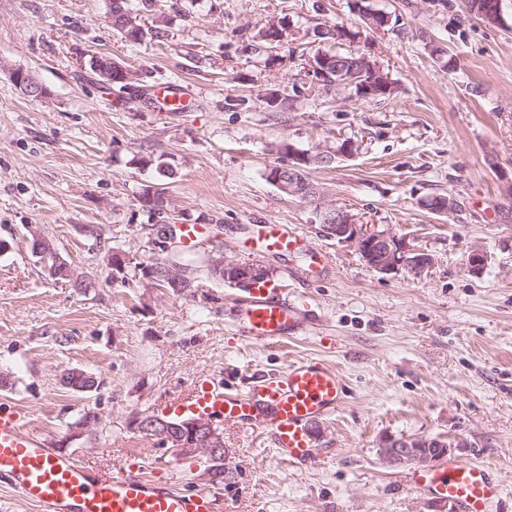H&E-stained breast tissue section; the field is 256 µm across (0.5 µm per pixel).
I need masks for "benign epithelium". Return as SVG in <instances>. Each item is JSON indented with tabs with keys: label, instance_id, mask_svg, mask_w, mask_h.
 <instances>
[{
	"label": "benign epithelium",
	"instance_id": "7a95c632",
	"mask_svg": "<svg viewBox=\"0 0 512 512\" xmlns=\"http://www.w3.org/2000/svg\"><path fill=\"white\" fill-rule=\"evenodd\" d=\"M479 17L486 23L502 26L505 18L499 0L493 3V9L482 6ZM96 82L101 87L112 90L113 73L120 74L121 82H131L129 68L111 57L101 55L89 61ZM336 81L338 87H350L358 91L361 97H373L389 91L387 83L390 79L383 69L364 55L351 67L336 65ZM10 77L15 86L26 96L40 101L49 98V92L34 74L23 68H13ZM356 152V144L347 140L341 143L334 152L297 151L288 147V155L292 163L288 165V174L277 172L270 177L274 185L283 193L298 197L305 192H314L321 196L320 191L303 179L304 166L315 162H324L326 157L335 154L349 157ZM316 213L323 225L321 229L336 243L353 249L371 270L383 274H400L402 272L423 273L434 264L432 254L424 249L408 243L406 238L398 236L393 229L378 224H359L354 216L345 208L317 201ZM467 262L474 272L482 271L488 263L487 253L479 246L471 247ZM210 266L217 272L224 273V281L234 285H248L254 281L265 280L271 271L264 265L244 263L234 258L219 255L210 259ZM189 268L174 262L165 261L153 268L151 281L163 277L177 285L188 280ZM132 427L145 437L154 440L180 458H208L224 461V481L234 478V471L229 464L230 449L224 444V433L213 423L202 417L184 419H167L158 415L137 416ZM459 443L442 438H388L381 447L382 458L386 464L394 468L406 466H428L434 462L430 448H443L450 455Z\"/></svg>",
	"mask_w": 512,
	"mask_h": 512
}]
</instances>
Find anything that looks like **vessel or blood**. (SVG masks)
<instances>
[{"label":"vessel or blood","mask_w":512,"mask_h":512,"mask_svg":"<svg viewBox=\"0 0 512 512\" xmlns=\"http://www.w3.org/2000/svg\"><path fill=\"white\" fill-rule=\"evenodd\" d=\"M261 252H293L300 238L284 225L266 224L254 243ZM276 286L249 288L241 319L246 338L272 341L287 337L298 324L297 305L278 300ZM343 401L339 373L320 361L289 363L243 395L228 394L218 379L199 381L179 398L175 412L218 423L271 432L278 459L286 464L320 458L314 422L334 414ZM0 480L39 512H215L205 493L177 489L118 470L87 469L74 455L52 452L46 440L23 428L17 414L0 409ZM416 491L450 500L458 512H505L503 492L478 465L440 458L435 470L415 475Z\"/></svg>","instance_id":"vessel-or-blood-1"}]
</instances>
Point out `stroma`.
I'll use <instances>...</instances> for the list:
<instances>
[{
    "label": "stroma",
    "mask_w": 512,
    "mask_h": 512,
    "mask_svg": "<svg viewBox=\"0 0 512 512\" xmlns=\"http://www.w3.org/2000/svg\"><path fill=\"white\" fill-rule=\"evenodd\" d=\"M365 5L392 24L368 28ZM107 11V0H0V405L54 451L93 467L138 463L142 476L215 496L223 512H456L409 486L413 468L383 463V441L401 437L458 441L456 458L489 468L512 504V0L503 27L467 0H153L136 22L161 35L139 44L112 30ZM274 21L283 39L270 49L261 34ZM325 22L356 31L335 51L376 61L392 96L312 80V30ZM83 54L130 66L149 95L103 92L79 69ZM12 67L30 70L50 98L24 95ZM168 82L186 88L184 110L158 108L154 93ZM272 92L288 110L271 111ZM346 139L356 154L312 167L309 179L324 202L431 253L428 271L370 270L323 236L313 205L268 181L288 162L280 142L312 151ZM143 155L162 158L171 178L140 167ZM159 183L174 222H207L194 247L154 244L139 197ZM440 194L455 202L445 215L425 205ZM263 224L288 225L324 254L322 266L310 270L304 252L248 253ZM36 234L92 288L52 277L33 253ZM474 245L489 256L479 274L467 263ZM115 252L189 262L200 286L186 296L115 279ZM219 254L271 270L300 310L293 337H244L247 293L207 277ZM302 358L345 386L342 406L315 424L317 462L283 463L268 436L228 427L235 475L214 487L199 463L131 426L165 415L199 378L244 394ZM73 370L96 389L68 388ZM88 413L100 424L74 435Z\"/></svg>",
    "instance_id": "obj_1"
}]
</instances>
